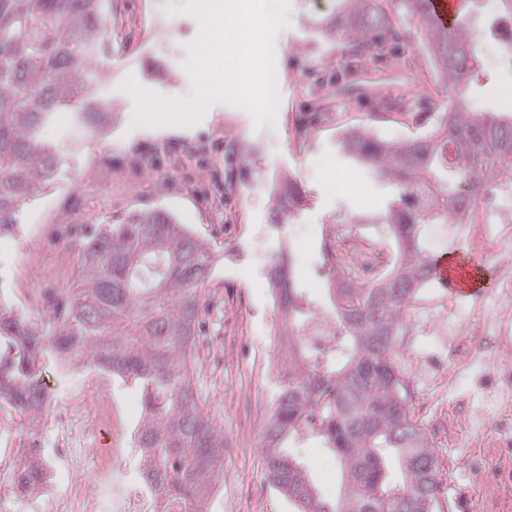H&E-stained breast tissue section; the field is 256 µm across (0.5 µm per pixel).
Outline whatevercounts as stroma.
<instances>
[{
    "mask_svg": "<svg viewBox=\"0 0 512 512\" xmlns=\"http://www.w3.org/2000/svg\"><path fill=\"white\" fill-rule=\"evenodd\" d=\"M185 3L104 0L108 50L94 61L91 90L111 103L115 120L102 140L79 138L62 123L50 129L63 161L51 186L24 204L14 228L0 234V271L8 275L0 296L25 311L37 271L55 261L50 247L61 225L75 226L69 247L77 255L97 225L121 224L136 212L172 214L210 246L216 260L200 297V336L212 364L197 365L194 374L205 411L224 434L230 473L212 512H291L269 485L261 456L271 410L264 397L273 390L264 366L273 340L264 329L279 315L266 298V273L249 254L254 227L282 221L275 198L262 189L266 173L275 169L296 182L304 202L294 221L320 237L324 227L359 213L358 195L378 207L387 197L372 180L353 183L350 165L338 156L341 132L361 127L392 142L423 135L447 111L448 90L418 59L424 32L417 20L396 18L399 37L381 59L311 34L310 22L331 16L335 5L291 0L289 23L275 40L281 72L275 125L256 126L249 111L219 103L191 129L131 127L133 102L120 88L127 75L165 95H193L181 64L197 23L180 14ZM156 24L173 29L170 44L144 43ZM505 86L512 87V72L480 60L469 93L473 108L499 109ZM254 141L263 142L262 151L251 150ZM233 248L242 261L230 262ZM294 453L323 494L335 499L337 460L311 448Z\"/></svg>",
    "mask_w": 512,
    "mask_h": 512,
    "instance_id": "stroma-1",
    "label": "stroma"
}]
</instances>
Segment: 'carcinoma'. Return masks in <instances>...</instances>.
<instances>
[{"label": "carcinoma", "instance_id": "carcinoma-1", "mask_svg": "<svg viewBox=\"0 0 512 512\" xmlns=\"http://www.w3.org/2000/svg\"><path fill=\"white\" fill-rule=\"evenodd\" d=\"M104 0H0V228L52 184L62 156L44 136L62 113L79 130H102L111 104L87 93L89 61L101 49ZM425 0H337L336 17L313 24L355 53L397 40L394 15L417 19L425 47L448 85L451 107L425 135L400 143L349 129L339 152L390 192L384 207L350 219L385 224L404 245L402 265L368 288L330 289L347 341L322 370L300 364L293 333L301 288L277 251L267 277L277 290L281 342L298 383L280 394L263 427L265 475L294 512H434L440 466L414 415L394 351L403 316L431 278L426 224H446L480 176L512 156V115L477 112L466 90L477 51L464 31L427 20ZM211 249L165 211L135 213L93 230L75 283L48 294V316L0 303V413L39 414L37 380L50 365L88 362L138 389L135 427L143 477L192 512H210L224 478V434L193 385L199 291L212 274ZM311 433L339 461L341 490L325 501L290 448ZM21 482L43 485V460L22 458Z\"/></svg>", "mask_w": 512, "mask_h": 512}]
</instances>
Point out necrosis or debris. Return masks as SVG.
<instances>
[{"instance_id":"necrosis-or-debris-1","label":"necrosis or debris","mask_w":512,"mask_h":512,"mask_svg":"<svg viewBox=\"0 0 512 512\" xmlns=\"http://www.w3.org/2000/svg\"><path fill=\"white\" fill-rule=\"evenodd\" d=\"M465 25L477 51L494 52L512 64V17L499 11L498 0H481ZM494 181L496 197L464 196L453 223L427 225L424 238L432 251L466 243L471 255L493 270L494 293L464 306L433 296L431 306L406 317L397 344L401 367L420 387L419 416L435 433H447L459 461L470 465L472 483L490 512L512 490V168H497ZM323 240L330 265L348 288L376 283L402 262L393 240L375 224L331 232ZM299 336L304 362L312 366L336 348L341 331L333 315L318 309ZM86 377L98 383L94 394L82 386ZM86 377L75 376L72 366H59L57 380L69 391L65 403L58 401L55 388L43 389L41 429L57 439L45 455L51 496L37 500L17 482L20 451L28 446L22 434L0 448V512H156L161 497L141 478L136 451L112 403L111 377L94 368ZM470 381L483 394L481 404L453 396L457 385ZM102 433L111 436V448L91 452L90 442ZM480 448L498 456L497 469L474 465ZM90 454L97 465L89 478L84 461ZM61 469L67 478L60 482L56 475Z\"/></svg>"}]
</instances>
